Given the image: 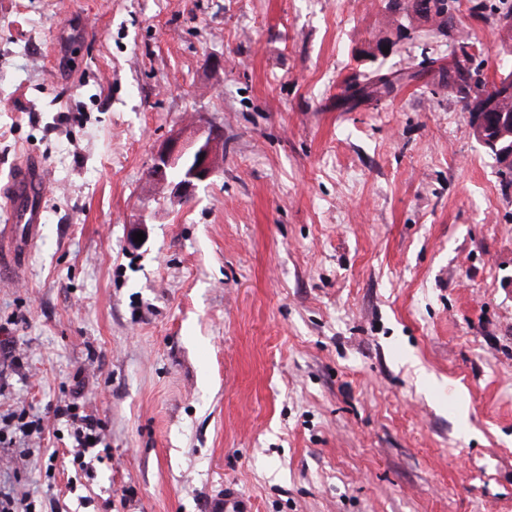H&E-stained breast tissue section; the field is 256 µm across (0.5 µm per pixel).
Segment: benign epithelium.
Instances as JSON below:
<instances>
[{"mask_svg": "<svg viewBox=\"0 0 512 512\" xmlns=\"http://www.w3.org/2000/svg\"><path fill=\"white\" fill-rule=\"evenodd\" d=\"M496 86L495 92L476 85L470 91L475 107L473 127L479 143L486 148L497 147L494 131L512 133V113L501 111L499 106L502 97L512 95V76L499 75ZM223 150L224 128L220 126L200 124L198 134L192 138L176 131L154 156L151 178L169 191V198L185 200L216 174Z\"/></svg>", "mask_w": 512, "mask_h": 512, "instance_id": "7a95c632", "label": "benign epithelium"}]
</instances>
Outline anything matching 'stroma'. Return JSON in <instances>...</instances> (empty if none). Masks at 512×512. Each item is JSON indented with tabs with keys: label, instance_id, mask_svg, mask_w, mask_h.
I'll use <instances>...</instances> for the list:
<instances>
[{
	"label": "stroma",
	"instance_id": "35a3bbf8",
	"mask_svg": "<svg viewBox=\"0 0 512 512\" xmlns=\"http://www.w3.org/2000/svg\"><path fill=\"white\" fill-rule=\"evenodd\" d=\"M386 0H0V187L46 221L0 277V491L36 512H512V184ZM455 17L486 77L512 39ZM419 71L382 99L348 86ZM217 173L147 171L192 117ZM147 221L133 245L131 224ZM111 460L74 463L75 382ZM223 150V127L199 124L198 134L192 138L175 131L154 156L151 178L169 191L171 199L185 200L216 174ZM201 154H204L203 159H200ZM179 164L184 167V174L180 179L171 180L169 171ZM46 180L40 166H22L10 184L11 211L8 224H28L29 241H34L44 223V197Z\"/></svg>",
	"mask_w": 512,
	"mask_h": 512
}]
</instances>
